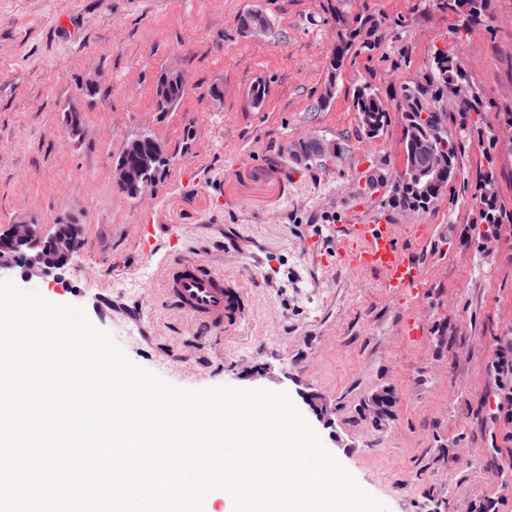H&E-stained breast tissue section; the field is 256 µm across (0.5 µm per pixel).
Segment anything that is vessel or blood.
I'll return each instance as SVG.
<instances>
[{
	"instance_id": "b4317fda",
	"label": "vessel or blood",
	"mask_w": 512,
	"mask_h": 512,
	"mask_svg": "<svg viewBox=\"0 0 512 512\" xmlns=\"http://www.w3.org/2000/svg\"><path fill=\"white\" fill-rule=\"evenodd\" d=\"M339 249L355 266L381 276L384 287L415 293L424 286L420 264L403 254L386 219L350 225ZM165 291L197 323L209 328L223 327L237 316L242 305L239 288L227 283L208 263L192 257L174 261Z\"/></svg>"
}]
</instances>
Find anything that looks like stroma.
Returning <instances> with one entry per match:
<instances>
[{
	"mask_svg": "<svg viewBox=\"0 0 512 512\" xmlns=\"http://www.w3.org/2000/svg\"><path fill=\"white\" fill-rule=\"evenodd\" d=\"M249 9L267 16L268 34L240 32ZM340 15L370 16L377 28L332 75ZM485 15L468 29L437 0H0V228L82 230L63 284L17 286L85 307L133 362L175 386L287 391L390 512H480L490 500L512 512V408H499L492 369L512 347V154L476 133L489 124L512 137V0H486ZM448 50L483 112L473 131L449 119L460 175L410 212L392 183L399 105ZM168 71L186 90L162 112L156 85ZM363 88L390 109L372 138L354 108ZM142 134L172 159L136 200L113 186L112 164ZM308 138L341 152L292 160ZM374 171L384 180L371 189ZM488 172L508 215L493 227L480 220ZM378 216L422 265L420 294L385 288L342 257L320 262L349 225ZM146 224L157 234L149 255L137 246ZM413 224L429 225L430 237H415ZM173 243L240 289L237 321L208 329L166 300ZM383 389L395 404L377 427L365 407ZM311 394L333 414L318 418Z\"/></svg>",
	"mask_w": 512,
	"mask_h": 512,
	"instance_id": "1",
	"label": "stroma"
}]
</instances>
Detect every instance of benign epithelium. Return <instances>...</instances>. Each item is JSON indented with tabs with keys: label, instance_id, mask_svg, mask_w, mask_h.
Listing matches in <instances>:
<instances>
[{
	"label": "benign epithelium",
	"instance_id": "1",
	"mask_svg": "<svg viewBox=\"0 0 512 512\" xmlns=\"http://www.w3.org/2000/svg\"><path fill=\"white\" fill-rule=\"evenodd\" d=\"M248 23L242 30L245 35L267 34L268 18L259 10L244 13ZM185 90L183 77L177 73L160 75L157 87V104L171 106L170 88ZM418 120L435 128L436 136L447 129L444 112L447 108L437 105L432 97L420 100ZM170 162L165 144L151 135H141L130 143L126 153L112 168L113 185L126 196L137 199L155 184L154 171ZM447 156L435 143L420 145L403 154L394 179L395 192L409 193L416 199H427L435 194L446 179ZM81 246L79 227L61 223L45 232L38 224L14 223L0 230V277L20 275L23 279L33 276L59 280L60 272L69 264ZM391 397L375 394L367 404L375 424L382 423L390 413Z\"/></svg>",
	"mask_w": 512,
	"mask_h": 512
}]
</instances>
